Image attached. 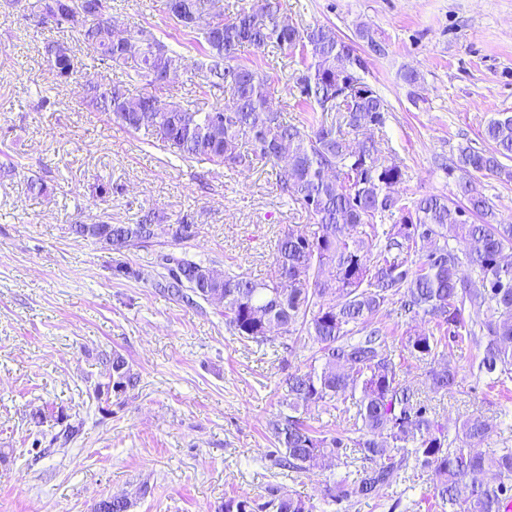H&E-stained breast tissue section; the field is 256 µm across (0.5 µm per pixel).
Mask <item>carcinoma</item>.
Segmentation results:
<instances>
[{"label": "carcinoma", "instance_id": "obj_1", "mask_svg": "<svg viewBox=\"0 0 512 512\" xmlns=\"http://www.w3.org/2000/svg\"><path fill=\"white\" fill-rule=\"evenodd\" d=\"M51 6L53 23L76 31L95 63L127 70V80L97 84L90 92V105L124 129L152 133L184 162L205 161L235 172L257 161L275 165L288 158L280 194L313 216L314 229L280 232L268 279L227 272L224 280L210 281L201 263L173 255L163 257L162 275V287L173 298L201 299L221 308L225 325L242 340L265 344L271 328L282 336L304 330L312 337L316 349L309 364L287 374L284 410L269 423L277 464L299 474L324 467L327 457L346 467L360 461L357 469L325 487L323 502L331 507L383 498L398 475L413 479L427 473L441 512H508L512 448L491 455L478 448L491 433L479 419L464 421L449 439L448 426L401 382L378 314L398 300L411 319L435 323L440 335L408 331L402 344L426 365L433 391L451 392L457 386V369L437 361L438 348L444 339L465 335L483 347L480 371L492 383L507 386L512 381V263L503 262V255L512 249V224L487 221L492 205L469 181L461 184L460 203L438 195L408 198L395 191L404 181L402 163L380 161L376 141H355L341 130L343 125L355 132L366 123L385 122L387 102L361 77L366 60L329 26L300 29L287 22L280 0H257L228 20L217 0H176L179 12L167 8L169 18L199 35L204 57L199 87L222 91L224 100L206 112L175 103L157 109L153 93L134 96L128 85L160 88V77L180 68L179 54L144 27L117 33L91 18L70 19L73 0L33 3L40 13ZM205 14L215 20L208 29L198 24ZM269 46L301 48L310 63L295 81L299 103L314 112L342 114V125L289 123L272 108L269 77L238 61L244 48L262 53ZM47 59L60 79L74 71V54L67 46H49ZM484 134L496 143L497 153L461 146L456 168L468 175L511 179L503 160L512 159V115L491 120ZM396 214L397 224L377 223ZM164 220L152 212L137 224L101 219L75 224L72 230L105 242L121 256L148 243L154 225ZM450 237L469 245L467 262L474 276L460 275L461 258L448 247ZM325 267L333 269L328 281L320 279ZM476 302L488 312L478 327L465 316ZM111 369L109 383L95 389L98 399L114 382L127 391L137 384L123 355L112 353ZM346 393L353 402L342 413L351 429L324 431L307 423L311 410ZM57 422L51 446L65 448L83 431L79 418L63 413ZM350 448L359 454L355 461L347 453ZM489 472L497 480L480 479ZM133 506L128 496L107 498L96 512H130ZM217 512H316V506L269 488L261 499L227 497Z\"/></svg>", "mask_w": 512, "mask_h": 512}]
</instances>
